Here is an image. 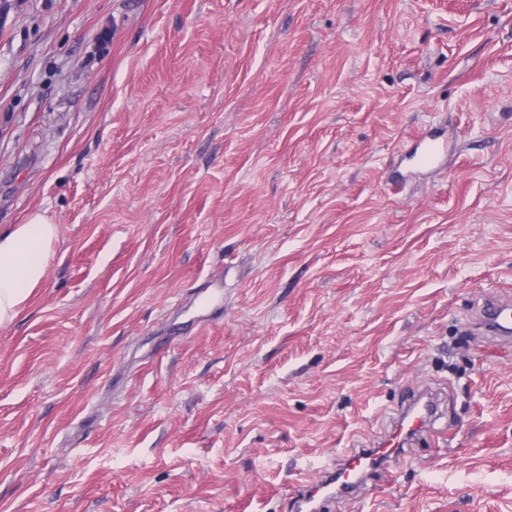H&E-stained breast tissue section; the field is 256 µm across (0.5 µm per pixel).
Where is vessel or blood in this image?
Masks as SVG:
<instances>
[{
	"label": "vessel or blood",
	"mask_w": 512,
	"mask_h": 512,
	"mask_svg": "<svg viewBox=\"0 0 512 512\" xmlns=\"http://www.w3.org/2000/svg\"><path fill=\"white\" fill-rule=\"evenodd\" d=\"M474 327L499 345L512 344V306L491 302L484 306ZM435 408L424 398L414 399L402 412L395 433L373 448H355L346 453L337 469L318 481L298 483L295 512H322L327 501L355 495L372 475L388 471L402 455L405 440L424 431L434 419Z\"/></svg>",
	"instance_id": "vessel-or-blood-1"
}]
</instances>
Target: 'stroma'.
Wrapping results in <instances>:
<instances>
[{
	"mask_svg": "<svg viewBox=\"0 0 512 512\" xmlns=\"http://www.w3.org/2000/svg\"><path fill=\"white\" fill-rule=\"evenodd\" d=\"M445 166L395 180L429 125ZM58 226L0 327V512H512V0H0V228ZM473 326L481 334L490 336L501 346H511L512 308L507 304L489 302ZM430 401L432 406L429 408L424 397L414 399L402 411L395 433L376 448H353L343 456L337 469L316 482L298 483L293 498L294 510L321 512L327 501L355 495L372 475L389 473L390 463L404 452L405 436L410 438L424 431L435 418L436 405Z\"/></svg>",
	"mask_w": 512,
	"mask_h": 512,
	"instance_id": "1",
	"label": "stroma"
}]
</instances>
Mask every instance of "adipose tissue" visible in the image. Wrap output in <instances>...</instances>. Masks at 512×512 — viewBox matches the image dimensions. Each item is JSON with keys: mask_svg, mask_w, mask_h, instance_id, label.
Here are the masks:
<instances>
[{"mask_svg": "<svg viewBox=\"0 0 512 512\" xmlns=\"http://www.w3.org/2000/svg\"><path fill=\"white\" fill-rule=\"evenodd\" d=\"M58 227L42 212L0 230V326L10 325L45 279Z\"/></svg>", "mask_w": 512, "mask_h": 512, "instance_id": "adipose-tissue-1", "label": "adipose tissue"}]
</instances>
